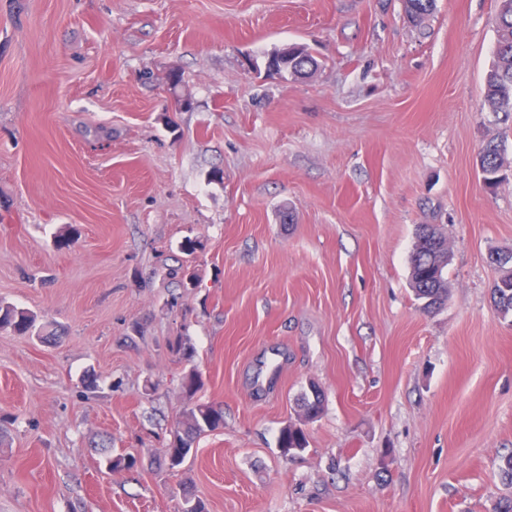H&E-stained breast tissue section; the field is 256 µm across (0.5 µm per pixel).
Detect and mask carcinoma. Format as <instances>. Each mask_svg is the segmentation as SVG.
<instances>
[{
	"label": "carcinoma",
	"instance_id": "carcinoma-1",
	"mask_svg": "<svg viewBox=\"0 0 512 512\" xmlns=\"http://www.w3.org/2000/svg\"><path fill=\"white\" fill-rule=\"evenodd\" d=\"M436 0H403L404 12L408 19L421 20L435 7ZM498 38L493 52V63L484 77V107L491 112H512V10L497 13ZM501 144L489 140L484 144L480 156L481 166L488 173L490 185L495 186L501 179ZM442 234L435 224L419 225L417 241L410 254V285L416 299L424 301V308L432 309L442 305L446 299V266L438 250ZM503 268L500 282L492 289L494 303L502 316L512 314V269L499 263ZM34 324L33 316L10 305L0 304V328L9 327L25 334ZM203 386L201 372L193 368L182 380V388L189 395L196 394ZM324 407L323 395L314 391L311 399L303 402L305 418L316 420ZM224 427L223 408L211 403H196L186 410L184 419L171 431V437L164 450L160 465L174 473L193 453L196 439L206 432ZM279 448L282 454L302 452L307 447L304 430L288 425L281 430ZM106 469L110 471L130 470L138 459L132 454L103 455Z\"/></svg>",
	"mask_w": 512,
	"mask_h": 512
}]
</instances>
